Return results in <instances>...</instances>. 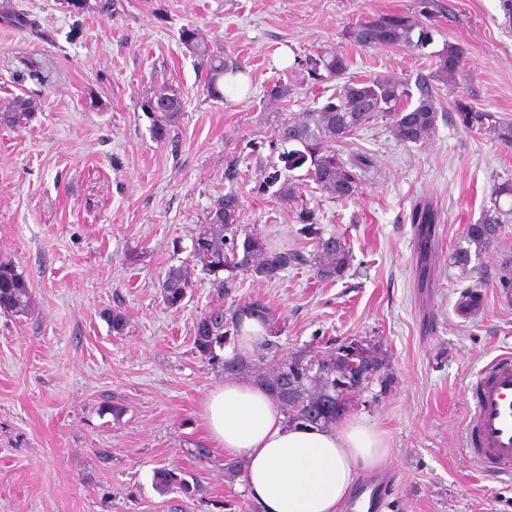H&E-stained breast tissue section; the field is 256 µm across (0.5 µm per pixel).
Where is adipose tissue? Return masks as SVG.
Masks as SVG:
<instances>
[{
	"label": "adipose tissue",
	"instance_id": "ef3b65f1",
	"mask_svg": "<svg viewBox=\"0 0 512 512\" xmlns=\"http://www.w3.org/2000/svg\"><path fill=\"white\" fill-rule=\"evenodd\" d=\"M206 435L239 462L259 512H342L361 472L390 454L382 432L353 415L335 426L287 422L270 390L229 377L204 402Z\"/></svg>",
	"mask_w": 512,
	"mask_h": 512
}]
</instances>
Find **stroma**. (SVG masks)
<instances>
[{"instance_id":"35a3bbf8","label":"stroma","mask_w":512,"mask_h":512,"mask_svg":"<svg viewBox=\"0 0 512 512\" xmlns=\"http://www.w3.org/2000/svg\"><path fill=\"white\" fill-rule=\"evenodd\" d=\"M119 0L112 16L73 17L62 0H11L53 38L0 25V100L28 94L39 109L29 125L0 126V260L22 272L28 314L0 313V512H250L238 477L224 468L203 427L205 399L224 377L192 349L196 319L216 296L193 271L181 308L167 307L161 282L188 260L191 239L213 201L236 192L240 222L312 255L292 239L289 207L256 193L269 173L304 184L325 234L345 236L352 260L323 280L291 266L271 281L242 274L231 294L270 306L281 333L277 355L353 338L374 344L381 370L354 408L384 432L393 475L384 512H512V476L485 474L466 446L469 382L512 350V306L499 305L492 280L512 257V223L468 269L454 262L495 184L512 177V147L453 124L456 99L512 121V0ZM400 12L464 51V75L441 88L434 133L398 142L388 119L365 124L342 154L368 166L358 193L336 201L307 186L310 163L291 166L270 152L279 120L320 106L336 80L313 82L307 61L336 51L357 78L430 72L423 51L362 48L347 30L367 17ZM78 37H71L73 26ZM198 28L214 52L241 67L225 101L210 100L204 72L179 41ZM25 51L52 63L40 85L10 60ZM179 85L184 111L170 141L155 142L139 103L154 82ZM288 98L270 97L276 84ZM106 110L90 105L91 96ZM262 143L260 154L246 142ZM235 163L239 176L224 171ZM441 214L432 230L431 273L422 283L414 206ZM139 254L129 264V254ZM484 293L462 312L467 287ZM125 313L113 335L107 311ZM120 405L121 417L107 408ZM176 470L197 490L155 482Z\"/></svg>"}]
</instances>
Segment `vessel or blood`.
<instances>
[{"label": "vessel or blood", "instance_id": "obj_1", "mask_svg": "<svg viewBox=\"0 0 512 512\" xmlns=\"http://www.w3.org/2000/svg\"><path fill=\"white\" fill-rule=\"evenodd\" d=\"M473 412L467 443L479 466L496 474H512V353L492 359L471 385ZM385 488L379 478H368L354 496L353 505L379 512Z\"/></svg>", "mask_w": 512, "mask_h": 512}]
</instances>
